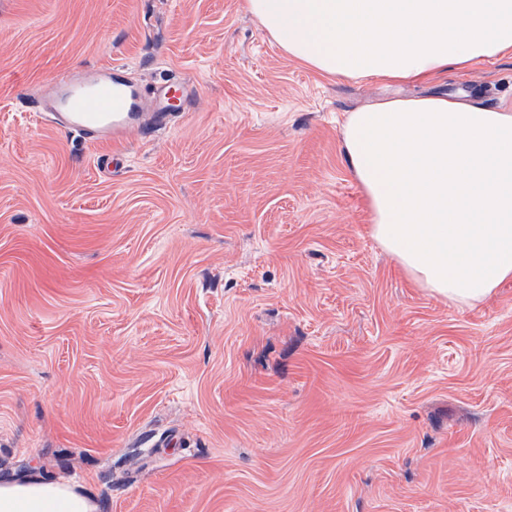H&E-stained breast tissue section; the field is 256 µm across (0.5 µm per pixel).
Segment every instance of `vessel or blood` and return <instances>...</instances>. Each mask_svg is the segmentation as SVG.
Masks as SVG:
<instances>
[{
  "label": "vessel or blood",
  "mask_w": 512,
  "mask_h": 512,
  "mask_svg": "<svg viewBox=\"0 0 512 512\" xmlns=\"http://www.w3.org/2000/svg\"><path fill=\"white\" fill-rule=\"evenodd\" d=\"M183 84L162 81L152 93L129 83L118 65H86L53 77L35 100L58 130L90 142L123 143L141 127L166 128L177 119L171 103Z\"/></svg>",
  "instance_id": "vessel-or-blood-1"
}]
</instances>
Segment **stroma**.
I'll use <instances>...</instances> for the list:
<instances>
[{
  "mask_svg": "<svg viewBox=\"0 0 512 512\" xmlns=\"http://www.w3.org/2000/svg\"><path fill=\"white\" fill-rule=\"evenodd\" d=\"M244 0H0V480L99 512H512V281L459 308L370 234L345 112L512 100V59L328 79ZM198 101L109 145L30 89L86 64Z\"/></svg>",
  "mask_w": 512,
  "mask_h": 512,
  "instance_id": "1",
  "label": "stroma"
}]
</instances>
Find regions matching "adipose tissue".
Masks as SVG:
<instances>
[{"label": "adipose tissue", "mask_w": 512, "mask_h": 512, "mask_svg": "<svg viewBox=\"0 0 512 512\" xmlns=\"http://www.w3.org/2000/svg\"><path fill=\"white\" fill-rule=\"evenodd\" d=\"M288 58L339 80L419 84L512 57V0H245ZM341 148L371 235L429 294L464 307L512 280V103L395 97L348 112ZM0 512H99L77 486L0 482Z\"/></svg>", "instance_id": "obj_1"}]
</instances>
